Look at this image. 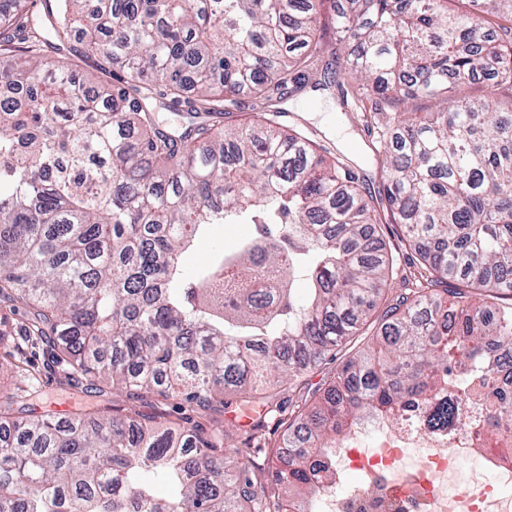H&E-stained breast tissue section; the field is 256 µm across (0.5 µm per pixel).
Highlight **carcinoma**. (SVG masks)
<instances>
[{"instance_id": "1", "label": "carcinoma", "mask_w": 512, "mask_h": 512, "mask_svg": "<svg viewBox=\"0 0 512 512\" xmlns=\"http://www.w3.org/2000/svg\"><path fill=\"white\" fill-rule=\"evenodd\" d=\"M448 2L345 0L337 20L357 84L343 105L396 108L381 161L389 219L427 282L464 288L401 297L318 402L280 419L288 461L264 481L251 441L281 413L273 385L358 334L389 278L353 172L275 120L325 53L316 0H0V299L29 309L25 343L131 395L203 408L234 395L258 413L232 471L227 431L190 417L23 419L0 403V512H311L366 414L397 420L412 401L442 428L483 406L477 449L512 430V390L496 382L512 306L489 302L512 289V108L497 101L512 85V0ZM74 40L124 79L88 86L81 57L40 54ZM450 85L480 95L448 97ZM243 88L278 107L208 123ZM414 97L435 111H408ZM167 103L185 108L178 131L156 121ZM215 224L255 236L187 274L183 254ZM450 388L463 402L440 401Z\"/></svg>"}]
</instances>
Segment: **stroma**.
Listing matches in <instances>:
<instances>
[{
  "label": "stroma",
  "mask_w": 512,
  "mask_h": 512,
  "mask_svg": "<svg viewBox=\"0 0 512 512\" xmlns=\"http://www.w3.org/2000/svg\"><path fill=\"white\" fill-rule=\"evenodd\" d=\"M280 122L287 128L308 134L330 148L332 154L343 156L360 184L373 197L372 207L382 218L375 230L384 248L393 259L395 284L413 280L420 270V258L403 235V227L385 220L386 201L382 195V172L379 155L384 143L376 131L368 129L357 112L341 111L338 91L305 88L288 103ZM396 293H389L364 326L361 335L351 337L340 347L335 359H328L301 373L289 387H280L277 400L284 412H291L298 403H314L333 381L342 365L370 343L382 324V313L395 304ZM28 311L23 306L0 301V401L14 398L18 416L48 414L67 419L78 413H91L103 406L112 407L114 415L135 414L157 416L159 422H175L184 416L204 424L236 420L230 433L232 446H240L252 416L238 407L216 406L209 410L188 407L177 399H162L153 394L139 398L118 393L111 387L97 391L75 383L65 362L59 360L48 346L27 350L18 356L17 346L26 323Z\"/></svg>",
  "instance_id": "1"
}]
</instances>
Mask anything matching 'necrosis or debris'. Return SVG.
I'll return each instance as SVG.
<instances>
[{"label": "necrosis or debris", "instance_id": "1", "mask_svg": "<svg viewBox=\"0 0 512 512\" xmlns=\"http://www.w3.org/2000/svg\"><path fill=\"white\" fill-rule=\"evenodd\" d=\"M424 411L407 407L408 427L370 419L336 451L337 473L357 470L359 482L321 492L314 512H512V467L485 457L465 486L457 484V461L468 454L482 409L470 410L468 426L438 434L417 427Z\"/></svg>", "mask_w": 512, "mask_h": 512}]
</instances>
